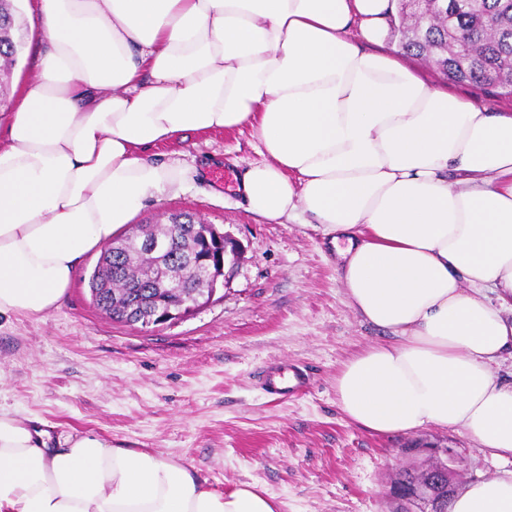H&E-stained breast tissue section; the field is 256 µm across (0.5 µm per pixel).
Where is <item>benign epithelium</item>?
Instances as JSON below:
<instances>
[{"instance_id": "obj_1", "label": "benign epithelium", "mask_w": 512, "mask_h": 512, "mask_svg": "<svg viewBox=\"0 0 512 512\" xmlns=\"http://www.w3.org/2000/svg\"><path fill=\"white\" fill-rule=\"evenodd\" d=\"M205 248L209 250L203 261L206 262L210 287L194 293L193 297L177 303L167 296L160 301L143 303L136 296L130 298L121 315L125 322L144 328L171 324L186 318L201 307L215 291L220 277L224 276L226 260L237 257L240 246L227 233H221L212 224L203 225L201 230ZM430 459L437 462L439 468L422 471L415 481H397L391 484L388 497L402 505L393 512H446V504L456 488L452 453L447 448H429Z\"/></svg>"}]
</instances>
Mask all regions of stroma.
<instances>
[{"instance_id": "1", "label": "stroma", "mask_w": 512, "mask_h": 512, "mask_svg": "<svg viewBox=\"0 0 512 512\" xmlns=\"http://www.w3.org/2000/svg\"><path fill=\"white\" fill-rule=\"evenodd\" d=\"M18 6L24 45L1 115L14 111L45 49L29 0ZM399 41L391 31L384 52L402 55L437 89L492 112L512 109V98L449 81L402 54ZM173 151L192 184L133 222L190 211L239 241L210 301L171 325H124L94 305L88 281L100 255L87 254L58 309L0 320L1 408L44 420L57 441L92 433L172 456L218 492L256 485L277 497L281 512H389V486L413 442L450 448L460 487L505 471L452 429L379 436L349 422L336 405V376L352 353L391 333L352 307L336 250L314 225L268 221L248 211L239 185L225 186V172L237 177L269 159L253 128L189 132L153 149ZM286 367L304 369L308 384L291 396L267 393L260 375Z\"/></svg>"}]
</instances>
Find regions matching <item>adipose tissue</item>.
I'll return each mask as SVG.
<instances>
[{"label":"adipose tissue","instance_id":"ef3b65f1","mask_svg":"<svg viewBox=\"0 0 512 512\" xmlns=\"http://www.w3.org/2000/svg\"><path fill=\"white\" fill-rule=\"evenodd\" d=\"M47 44L0 133V316L60 307L83 257L189 170L149 149L254 128L248 210L310 215L358 313L336 404L375 434L452 428L512 458V113L431 86L383 43L394 0H36ZM494 288L489 302L485 288ZM0 408V512H279L244 484L86 434L51 448ZM448 512H512V473Z\"/></svg>","mask_w":512,"mask_h":512}]
</instances>
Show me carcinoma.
<instances>
[{"instance_id": "obj_1", "label": "carcinoma", "mask_w": 512, "mask_h": 512, "mask_svg": "<svg viewBox=\"0 0 512 512\" xmlns=\"http://www.w3.org/2000/svg\"><path fill=\"white\" fill-rule=\"evenodd\" d=\"M401 48L426 60L432 68L458 83H472L512 96V82L505 79L512 68V0H444L430 6L425 18L408 19L405 5L397 4ZM17 6L0 0V59L17 61ZM199 217L172 212L168 223L146 230L139 226L115 238L101 256L89 281L93 303L109 315L129 292L146 298L166 288H201L206 283L203 243L191 225ZM171 241L170 250L158 255L147 251L139 238ZM197 260L196 273L188 274L189 259Z\"/></svg>"}]
</instances>
